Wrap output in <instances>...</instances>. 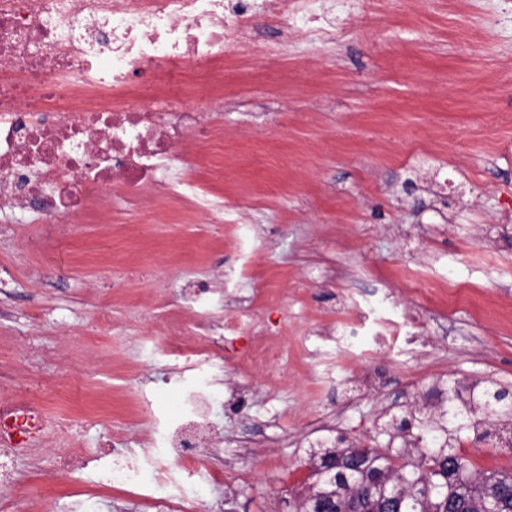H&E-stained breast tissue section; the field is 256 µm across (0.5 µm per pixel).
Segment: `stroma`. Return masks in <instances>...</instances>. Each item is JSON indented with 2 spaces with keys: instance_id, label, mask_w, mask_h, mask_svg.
Wrapping results in <instances>:
<instances>
[{
  "instance_id": "obj_1",
  "label": "stroma",
  "mask_w": 512,
  "mask_h": 512,
  "mask_svg": "<svg viewBox=\"0 0 512 512\" xmlns=\"http://www.w3.org/2000/svg\"><path fill=\"white\" fill-rule=\"evenodd\" d=\"M358 28L310 40L266 21L257 44L224 48V82L204 89L223 149L186 176L224 196V228L179 202L150 233L116 201L40 256L24 238L38 217L0 213V366L26 373L25 339L58 359L38 394L59 413L66 375H83L70 413L82 473L54 479L53 445L18 469L49 481L70 512L105 468L95 451L143 454L153 418L176 414L190 363H174L169 325L221 317L223 365L210 382L221 451L206 512H289L309 484L314 424L370 444L383 412L422 405L437 380L492 378L512 391V0H320ZM371 38H364L363 29ZM165 267L163 282L116 289L122 265ZM192 281L202 301L184 297ZM109 305L112 324L98 322ZM394 329L393 350H372ZM268 340L288 367L256 368L243 350ZM150 487L113 485L98 512H156Z\"/></svg>"
}]
</instances>
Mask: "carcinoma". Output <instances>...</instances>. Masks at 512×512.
Wrapping results in <instances>:
<instances>
[{
	"instance_id": "carcinoma-1",
	"label": "carcinoma",
	"mask_w": 512,
	"mask_h": 512,
	"mask_svg": "<svg viewBox=\"0 0 512 512\" xmlns=\"http://www.w3.org/2000/svg\"><path fill=\"white\" fill-rule=\"evenodd\" d=\"M440 402L401 418L404 447L320 442L310 450L307 491L292 512H512V469L485 470L460 449L512 437V401L492 378H448L434 387Z\"/></svg>"
}]
</instances>
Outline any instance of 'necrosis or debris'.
I'll return each mask as SVG.
<instances>
[{
	"mask_svg": "<svg viewBox=\"0 0 512 512\" xmlns=\"http://www.w3.org/2000/svg\"><path fill=\"white\" fill-rule=\"evenodd\" d=\"M262 15L292 20L298 35L336 34L309 0H0V208L42 211L28 247L46 248L70 234L74 217L113 200L143 202L155 188L223 223L222 202L182 175L188 149L224 142L186 97L197 84L223 81L225 45L251 44ZM139 215L149 224L157 210L143 202ZM168 342L170 355L194 357L199 373L184 389L178 423L157 445L188 464L205 445L214 399L207 374L219 356L205 324L194 342ZM44 358L43 348H30L27 378L0 402V428L32 444L43 438L45 411L30 392ZM17 453L12 445L0 453V512H23L44 497L15 469ZM163 471L116 456L103 480L150 487Z\"/></svg>",
	"mask_w": 512,
	"mask_h": 512,
	"instance_id": "1",
	"label": "necrosis or debris"
}]
</instances>
